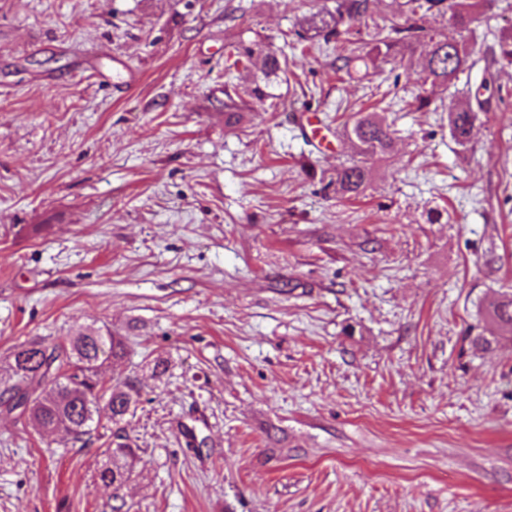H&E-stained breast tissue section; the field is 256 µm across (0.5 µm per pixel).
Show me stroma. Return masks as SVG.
Listing matches in <instances>:
<instances>
[{"mask_svg":"<svg viewBox=\"0 0 512 512\" xmlns=\"http://www.w3.org/2000/svg\"><path fill=\"white\" fill-rule=\"evenodd\" d=\"M398 3L343 47L368 52ZM335 6L0 0V361L79 325L127 336V512H512V341L471 342L512 289V0L463 31L447 7L425 21L501 88L465 148L447 114L479 69L425 85L416 43L412 67L339 72L295 34ZM241 42L288 67L277 109L229 125L255 76L227 61ZM293 111L332 132L384 114L395 150L362 196L325 191L357 152L317 149ZM108 462L101 439L0 418V512H112Z\"/></svg>","mask_w":512,"mask_h":512,"instance_id":"stroma-1","label":"stroma"}]
</instances>
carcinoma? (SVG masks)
Listing matches in <instances>:
<instances>
[{"label": "carcinoma", "instance_id": "1", "mask_svg": "<svg viewBox=\"0 0 512 512\" xmlns=\"http://www.w3.org/2000/svg\"><path fill=\"white\" fill-rule=\"evenodd\" d=\"M444 2L406 0L405 25L391 28L392 37L376 28L370 52L365 56L336 55V61L340 62L337 69L348 74L360 65L377 69L389 59L404 55L405 48L413 42L427 38L428 50L422 62L423 82L448 87L459 73L472 68V64L471 52L465 45L437 40L424 25L427 15L441 11ZM477 5V0H459L451 15L454 25L464 28L472 23ZM369 10L370 0H336L335 13L311 14L298 23L295 34L303 41L321 38L326 43H337ZM242 61L258 69L243 94L251 103L261 106L271 97L267 89L283 72V62L276 54L256 44L236 48L235 63ZM494 91L493 78L485 76L469 91L467 104L448 112L449 132L456 144L465 147L471 143L474 130L481 124L480 114L487 111L485 97L493 96ZM341 137L356 145L360 159L340 164L325 188L333 189L342 199L356 198L371 181L369 160L389 153L394 137L390 125L377 112L358 113L352 124L344 127ZM482 313L498 325L502 334L511 336L512 290L501 292L483 305ZM127 354L124 337L91 327H82L61 342L23 344L0 365V416L7 419L17 411L41 430L65 431L77 439L90 434L92 426L100 425L102 418H108L116 426L112 439L106 442L112 466L101 470L99 478L118 490L135 474L139 459L135 444L119 428V423L135 412L141 394L129 376L114 377L112 384H106L100 369L105 361L121 360Z\"/></svg>", "mask_w": 512, "mask_h": 512}]
</instances>
